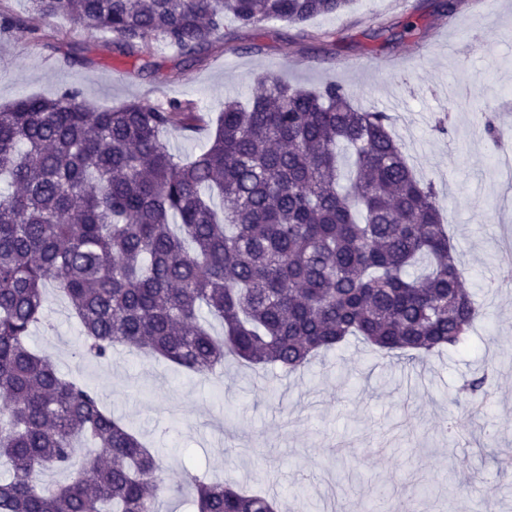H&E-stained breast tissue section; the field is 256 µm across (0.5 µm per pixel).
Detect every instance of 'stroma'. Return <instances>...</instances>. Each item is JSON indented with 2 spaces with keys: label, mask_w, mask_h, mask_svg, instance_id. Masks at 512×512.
<instances>
[{
  "label": "stroma",
  "mask_w": 512,
  "mask_h": 512,
  "mask_svg": "<svg viewBox=\"0 0 512 512\" xmlns=\"http://www.w3.org/2000/svg\"><path fill=\"white\" fill-rule=\"evenodd\" d=\"M440 0H355L350 12L318 16L297 28L285 21L239 28L226 18L238 51L202 63L159 44L151 75L116 56L110 35L74 31L68 18L43 20L45 38L13 30L0 38V106L75 87L112 107L195 97L216 115L229 97H248L274 76L306 89L343 84L354 104L392 114L393 129L417 176L433 182L467 282L485 317L471 343L423 359L387 357L357 339L287 374L226 362L220 375H196L118 346L105 361L80 353L79 328L66 304L48 295L29 343L66 377L96 388L112 413L159 448L169 484L199 467L274 497L282 512H335L337 481L352 483L355 512L371 486L391 493L417 474L432 497L417 512H450L451 500L476 494L494 475V512H512V188L493 171L512 153V0H469L440 19ZM427 17L416 36L366 38L368 26ZM90 49L92 64L71 61L65 32ZM328 31L340 47L312 39ZM493 120L500 133L485 132ZM487 373L489 406L469 413L470 434L442 432L449 401L473 375ZM307 485L306 497L292 489Z\"/></svg>",
  "instance_id": "35a3bbf8"
}]
</instances>
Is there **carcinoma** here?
Returning <instances> with one entry per match:
<instances>
[{
  "mask_svg": "<svg viewBox=\"0 0 512 512\" xmlns=\"http://www.w3.org/2000/svg\"><path fill=\"white\" fill-rule=\"evenodd\" d=\"M354 0H31L0 36L66 16L112 34L148 71L156 43L196 61L242 27L347 11ZM207 120L194 98L101 108L67 88L0 107V512H159L161 455L29 337L47 286L86 355L120 344L184 371L229 358L294 373L348 338L387 356L459 347L483 310L390 114L343 85L264 80L224 102L200 151L160 139ZM352 158L341 183L340 152ZM219 319L216 336L202 310ZM486 377L462 388L477 405ZM69 474L48 488L44 471ZM195 512H277L276 500L185 470Z\"/></svg>",
  "mask_w": 512,
  "mask_h": 512,
  "instance_id": "obj_1",
  "label": "carcinoma"
}]
</instances>
